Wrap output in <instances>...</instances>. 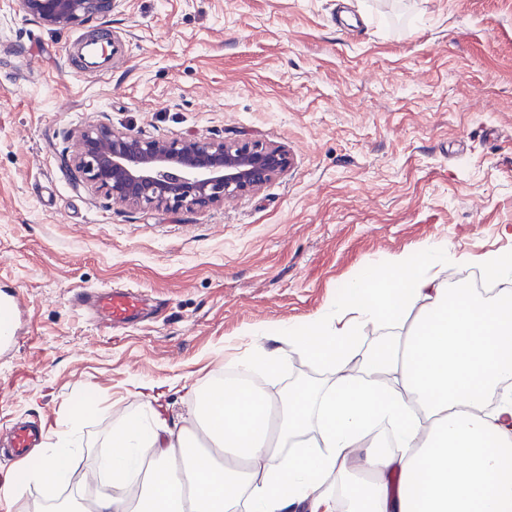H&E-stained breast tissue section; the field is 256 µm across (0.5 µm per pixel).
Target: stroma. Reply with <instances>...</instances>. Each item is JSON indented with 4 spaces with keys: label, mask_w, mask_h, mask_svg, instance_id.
Segmentation results:
<instances>
[{
    "label": "stroma",
    "mask_w": 512,
    "mask_h": 512,
    "mask_svg": "<svg viewBox=\"0 0 512 512\" xmlns=\"http://www.w3.org/2000/svg\"><path fill=\"white\" fill-rule=\"evenodd\" d=\"M124 54L69 67L84 28L0 0V290L25 302L0 351V448L17 421L80 423L100 466L134 379L223 377L254 332L311 318L367 266L422 243L512 253V0H121ZM103 122L286 145L292 164L224 205L131 209L75 182L68 130ZM127 285L161 301L114 331L71 304Z\"/></svg>",
    "instance_id": "1"
}]
</instances>
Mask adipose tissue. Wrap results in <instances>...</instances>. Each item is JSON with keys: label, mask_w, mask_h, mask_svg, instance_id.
<instances>
[{"label": "adipose tissue", "mask_w": 512, "mask_h": 512, "mask_svg": "<svg viewBox=\"0 0 512 512\" xmlns=\"http://www.w3.org/2000/svg\"><path fill=\"white\" fill-rule=\"evenodd\" d=\"M451 263L475 265L498 293L449 288ZM385 322L399 332L361 352L362 326ZM274 339L251 335L239 366L275 376L298 353L335 383L270 397L210 378L181 421L160 384L138 381V410L112 421L111 489L57 512H512L511 254L423 243L362 269ZM91 410L76 403L6 492L68 480Z\"/></svg>", "instance_id": "obj_1"}]
</instances>
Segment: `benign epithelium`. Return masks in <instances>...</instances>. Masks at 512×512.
Returning <instances> with one entry per match:
<instances>
[{
    "mask_svg": "<svg viewBox=\"0 0 512 512\" xmlns=\"http://www.w3.org/2000/svg\"><path fill=\"white\" fill-rule=\"evenodd\" d=\"M117 0H21L35 22L82 27L112 14ZM74 179L132 208L203 209L253 193L283 174L291 154L282 144L187 135L145 138L132 129L92 123L68 131Z\"/></svg>",
    "mask_w": 512,
    "mask_h": 512,
    "instance_id": "7a95c632",
    "label": "benign epithelium"
}]
</instances>
